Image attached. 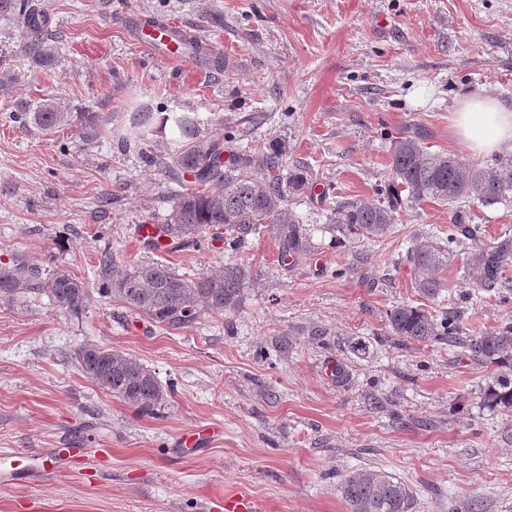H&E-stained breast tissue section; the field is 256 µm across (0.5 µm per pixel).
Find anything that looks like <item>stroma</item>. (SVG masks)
Returning a JSON list of instances; mask_svg holds the SVG:
<instances>
[{
  "label": "stroma",
  "mask_w": 512,
  "mask_h": 512,
  "mask_svg": "<svg viewBox=\"0 0 512 512\" xmlns=\"http://www.w3.org/2000/svg\"><path fill=\"white\" fill-rule=\"evenodd\" d=\"M56 33V57L23 56L21 31L0 21V261L27 256L88 286L79 316L44 296L0 303V463L34 451L69 455L33 480L0 486V512H218L242 494L257 512H349L340 486L353 471L407 483L416 512H512V411L480 393L489 371L441 341L403 343L387 315L412 304L457 306L470 334L512 325V295L462 302L473 251L457 248L428 300L408 254L417 239L447 243L453 209H399L383 238L336 236L345 202L386 198L390 144L411 136L470 159L451 131L465 95L512 109V0H36ZM175 23L205 60L165 63L135 35ZM101 112L114 125L147 104L197 112L205 133L249 131L285 145V170L307 187L288 207L307 232L288 250L276 227L240 247L143 244L171 184L139 149L92 144L77 126L45 135L17 123L25 102ZM110 197L101 206V197ZM116 269L160 261L198 276L227 263L248 272L233 311L173 330L99 288ZM366 352L354 354V342ZM95 342L128 353L171 388L158 414L136 413L79 369ZM217 429L196 446L179 438Z\"/></svg>",
  "instance_id": "35a3bbf8"
}]
</instances>
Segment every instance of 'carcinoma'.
I'll use <instances>...</instances> for the list:
<instances>
[{
	"mask_svg": "<svg viewBox=\"0 0 512 512\" xmlns=\"http://www.w3.org/2000/svg\"><path fill=\"white\" fill-rule=\"evenodd\" d=\"M41 11L32 0H0V18L17 22L22 32L21 51L36 63L48 64L54 57L49 25L38 24ZM72 113L62 112L48 101L28 105L16 118L44 133H53L70 124ZM82 137L90 142L103 136L101 116L85 112L75 116ZM133 142L147 145L156 136H171L174 149L164 155L146 154V162L165 170L178 186L172 210L160 225L171 240L200 245L210 235L227 232L235 247L243 235L258 224H277L288 248L303 247V229L287 208L288 194L308 184L303 168L288 176L281 174L285 148L275 145L267 151L242 149L238 139L204 135V120L196 112H154L145 108L130 118ZM124 138L119 144L125 146ZM392 185L405 193L403 202L419 205L435 202L456 210L457 233L448 243L470 241L473 256V283L495 291L508 281L512 260L508 240L487 242L478 224L466 223L467 208L512 202V156L499 157L483 167L470 165L461 157L431 152L413 138L392 140ZM396 206L364 201L336 209L332 227L350 238L378 240L396 221ZM449 250L426 239L411 249L410 260L417 270L416 288L426 297L448 289L440 272L448 265ZM98 277L102 290L120 300L134 313L161 327L179 329L203 313H222L238 306L246 270L238 264L189 277L162 262L144 261L121 271L114 270L110 252L100 253ZM22 295L47 296L52 304L77 312L87 299L83 282L63 270L52 273L38 263L15 257L0 263V302L10 303ZM390 331L417 342L446 341L469 351L472 359L491 370L481 392L489 408H512V325L477 336L470 335L459 312L451 310L436 317L425 309L401 304L388 314ZM82 373L97 386L140 412L151 413L165 400L166 390L156 375L127 354L95 343H85L75 352ZM350 512H415V496L403 481L381 470H357L341 485Z\"/></svg>",
	"mask_w": 512,
	"mask_h": 512,
	"instance_id": "obj_1",
	"label": "carcinoma"
}]
</instances>
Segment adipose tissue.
<instances>
[{
	"instance_id": "adipose-tissue-1",
	"label": "adipose tissue",
	"mask_w": 512,
	"mask_h": 512,
	"mask_svg": "<svg viewBox=\"0 0 512 512\" xmlns=\"http://www.w3.org/2000/svg\"><path fill=\"white\" fill-rule=\"evenodd\" d=\"M452 133L477 156L512 142V111L490 97H462L453 117Z\"/></svg>"
}]
</instances>
